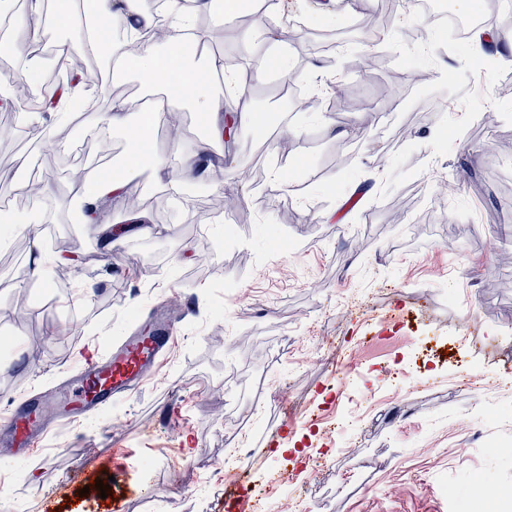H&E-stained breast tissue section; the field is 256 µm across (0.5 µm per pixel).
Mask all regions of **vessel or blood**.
<instances>
[{"mask_svg":"<svg viewBox=\"0 0 512 512\" xmlns=\"http://www.w3.org/2000/svg\"><path fill=\"white\" fill-rule=\"evenodd\" d=\"M180 316L151 313L129 336L105 354L83 358L57 407L47 412L43 397L23 401L0 418V453L23 457L36 447L50 426H61L112 405L141 387L165 359ZM225 512H255V503L239 480L224 484Z\"/></svg>","mask_w":512,"mask_h":512,"instance_id":"obj_1","label":"vessel or blood"}]
</instances>
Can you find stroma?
<instances>
[{"instance_id": "1", "label": "stroma", "mask_w": 512, "mask_h": 512, "mask_svg": "<svg viewBox=\"0 0 512 512\" xmlns=\"http://www.w3.org/2000/svg\"><path fill=\"white\" fill-rule=\"evenodd\" d=\"M410 2L366 72L354 43L325 66L313 35L380 0H283L305 41L292 81L341 84L344 102L297 113L281 74L254 83L265 130L242 129L210 180L177 197L141 170L104 215L126 225L133 196L158 231L123 236L107 261L76 222L65 170L122 168L133 130L110 131L106 155L83 122L35 139L0 107V212H17L20 182L49 185L40 224L0 233V332L14 338L0 348V417L154 307L187 311L139 390L27 457L0 456V512H225L224 477L208 466L230 454L244 414L260 512L285 500L292 512H506L479 487L490 471L512 493V457L489 451L512 445V96L499 94L512 83V11L484 24L500 63L489 97L452 107L475 78L472 43ZM299 155L305 174L284 183ZM229 184L232 211L219 207ZM37 241L67 258L68 284L32 278Z\"/></svg>"}]
</instances>
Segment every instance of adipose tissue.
Listing matches in <instances>:
<instances>
[{
  "label": "adipose tissue",
  "instance_id": "adipose-tissue-1",
  "mask_svg": "<svg viewBox=\"0 0 512 512\" xmlns=\"http://www.w3.org/2000/svg\"><path fill=\"white\" fill-rule=\"evenodd\" d=\"M169 13L173 34L161 50L150 40L142 42L137 50L127 48L130 37L148 31L153 24L154 15L147 0H88L84 29L87 36L98 37L100 57L111 64L113 79L137 75L145 89L160 94L163 101L179 102L188 111L205 117L200 133L202 139L223 140L222 112L228 99L235 103L242 126L261 128L263 120L251 103L241 98L237 79L224 81L217 92L204 79V72L219 71V61L210 55L197 59L189 54V44L198 42L199 37L193 34L191 19L178 0H169ZM164 119L165 113L161 110L130 114L120 101L113 102L106 114L108 127L122 129L133 125L138 130L137 136L130 140L126 172L109 178L88 172L72 193L79 222L100 233L104 253H111L114 245L112 227L103 219L104 204L124 194L128 174L137 171L142 164H149L158 177L163 176L168 166L167 158L157 153L147 135L151 127Z\"/></svg>",
  "mask_w": 512,
  "mask_h": 512
}]
</instances>
